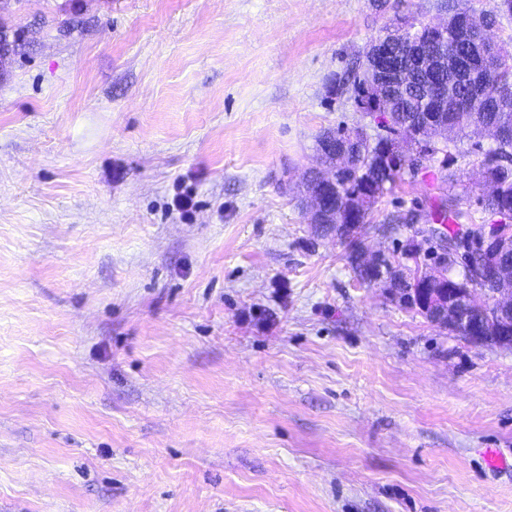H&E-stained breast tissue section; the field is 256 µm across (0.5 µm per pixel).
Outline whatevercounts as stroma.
<instances>
[{
  "label": "stroma",
  "mask_w": 512,
  "mask_h": 512,
  "mask_svg": "<svg viewBox=\"0 0 512 512\" xmlns=\"http://www.w3.org/2000/svg\"><path fill=\"white\" fill-rule=\"evenodd\" d=\"M442 0H0V512H512V349L309 223L332 92ZM472 134L380 197L486 221ZM191 196L190 213L178 210Z\"/></svg>",
  "instance_id": "stroma-1"
}]
</instances>
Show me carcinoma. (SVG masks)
I'll list each match as a JSON object with an SVG mask.
<instances>
[{
  "instance_id": "cac0c4a2",
  "label": "carcinoma",
  "mask_w": 512,
  "mask_h": 512,
  "mask_svg": "<svg viewBox=\"0 0 512 512\" xmlns=\"http://www.w3.org/2000/svg\"><path fill=\"white\" fill-rule=\"evenodd\" d=\"M443 6L457 15L471 12L479 22L492 25L499 18H512V0H490L489 8L480 12L461 6L460 0H444ZM489 65L492 76L484 91L492 99L501 89H512V55L492 56ZM364 68L365 65L361 64L352 74L351 92L356 99L368 93ZM472 94L471 88L458 86L446 106L426 103L424 97L417 94L404 102H395L392 111L380 113L378 124L385 128V132L374 138L359 128L328 131L318 137L319 151L325 164L322 175L330 182L319 183L307 177L304 182L306 193L322 194L323 223L336 230V238L350 246L349 261L361 280L377 281L382 271H391L392 263L389 258L379 255L374 265L363 264L358 235L368 220L353 223L352 205L357 203L366 212H371L377 196L383 195L387 187L402 179L404 174L418 170L422 160L457 147V141L470 132L481 133L496 128L505 133L496 141V147L484 154L482 165L489 190L481 196L480 203L485 213L499 216L495 223L512 226V112H468L460 108L459 104ZM328 139L340 144L349 143L352 150L338 159L326 151L325 141ZM430 220L434 226L428 229V236L440 239V250L431 251V264L426 268L416 267L407 274H393L391 286L410 288L419 273L444 272L448 274V287L469 289L474 297L472 318L483 321L492 312L482 300L485 289L496 286L512 288V258L508 250L499 252L493 263L487 253H477L471 264L463 267L462 278L457 279L450 272L458 266L457 254L461 243L466 239L483 238L486 225L473 223L472 216L451 201L431 213ZM465 221L469 225L461 236L454 232L446 235L437 228L445 222L461 225Z\"/></svg>"
}]
</instances>
